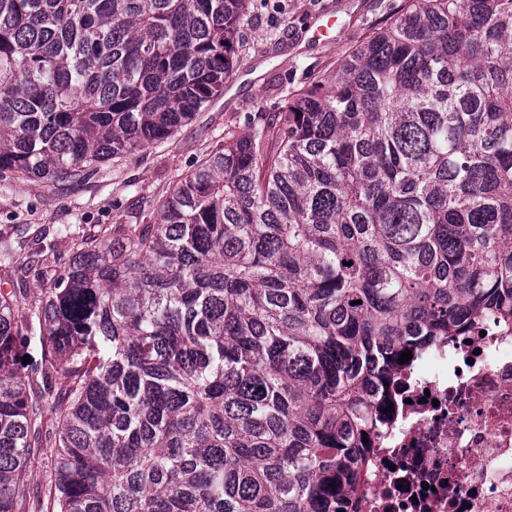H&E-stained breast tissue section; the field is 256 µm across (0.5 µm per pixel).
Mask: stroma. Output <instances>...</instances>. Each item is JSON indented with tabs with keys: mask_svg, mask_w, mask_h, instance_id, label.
<instances>
[{
	"mask_svg": "<svg viewBox=\"0 0 512 512\" xmlns=\"http://www.w3.org/2000/svg\"><path fill=\"white\" fill-rule=\"evenodd\" d=\"M403 0H251L221 96L169 141L101 165L83 182L0 178V246L39 250L63 266L85 230L159 219V204L223 140L282 111L283 90L307 87L395 18Z\"/></svg>",
	"mask_w": 512,
	"mask_h": 512,
	"instance_id": "1",
	"label": "stroma"
}]
</instances>
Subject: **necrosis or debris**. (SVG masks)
<instances>
[{"mask_svg": "<svg viewBox=\"0 0 512 512\" xmlns=\"http://www.w3.org/2000/svg\"><path fill=\"white\" fill-rule=\"evenodd\" d=\"M398 381L358 512H512V323L484 319Z\"/></svg>", "mask_w": 512, "mask_h": 512, "instance_id": "1", "label": "necrosis or debris"}]
</instances>
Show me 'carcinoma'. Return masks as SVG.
<instances>
[{"label":"carcinoma","instance_id":"1","mask_svg":"<svg viewBox=\"0 0 512 512\" xmlns=\"http://www.w3.org/2000/svg\"><path fill=\"white\" fill-rule=\"evenodd\" d=\"M248 8L0 0V175L88 179L175 136L224 92ZM48 269L36 299L0 291V512H355L402 352L512 320V0H407L225 133L158 223ZM53 463L54 457L50 456L49 449L48 453L37 452L35 459L31 460L24 484L20 488L24 499L28 501L31 498L32 500L33 496L43 494L53 469Z\"/></svg>","mask_w":512,"mask_h":512}]
</instances>
